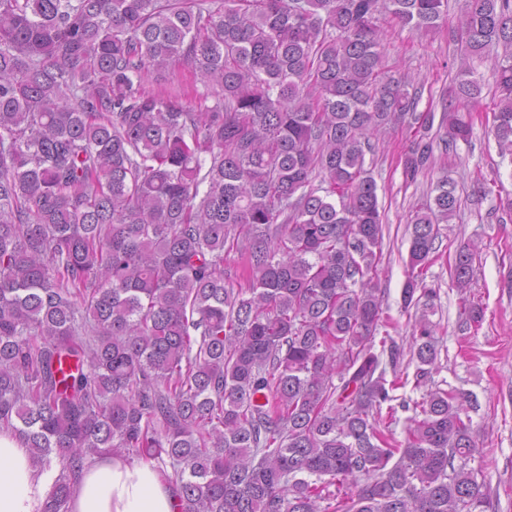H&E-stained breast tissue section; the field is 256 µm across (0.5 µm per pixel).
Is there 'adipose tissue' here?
<instances>
[{
  "label": "adipose tissue",
  "instance_id": "ef3b65f1",
  "mask_svg": "<svg viewBox=\"0 0 512 512\" xmlns=\"http://www.w3.org/2000/svg\"><path fill=\"white\" fill-rule=\"evenodd\" d=\"M52 484L28 448L0 432V512H44ZM174 490L150 465L103 456L84 469L71 512H177Z\"/></svg>",
  "mask_w": 512,
  "mask_h": 512
}]
</instances>
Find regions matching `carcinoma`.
<instances>
[{"mask_svg": "<svg viewBox=\"0 0 512 512\" xmlns=\"http://www.w3.org/2000/svg\"><path fill=\"white\" fill-rule=\"evenodd\" d=\"M385 16L427 33L448 3L0 0V429L59 464L44 512H70L88 458L118 449L170 467L182 512L489 508L470 395L434 381L448 175L409 232L414 373L383 331L366 153L413 133L414 180L435 119L382 68ZM455 29L465 57L493 56L490 133L512 163V0H464ZM181 64L204 91L146 87ZM482 91L461 62L444 147L468 141ZM477 250L450 262L462 294ZM482 319L470 305L459 330ZM410 382L426 391L398 443L384 417Z\"/></svg>", "mask_w": 512, "mask_h": 512, "instance_id": "cac0c4a2", "label": "carcinoma"}]
</instances>
